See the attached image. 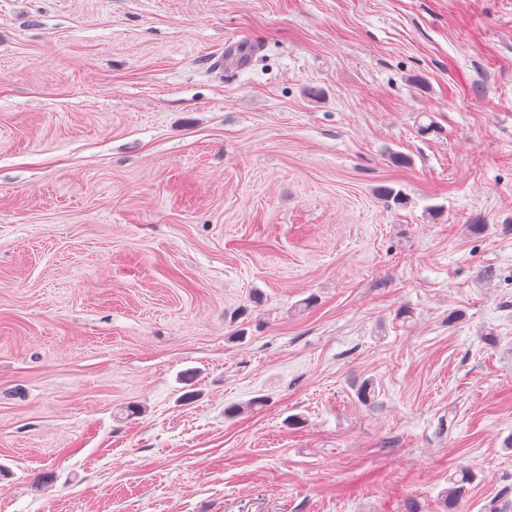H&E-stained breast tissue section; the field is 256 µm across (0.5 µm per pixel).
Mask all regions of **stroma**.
<instances>
[{
	"label": "stroma",
	"mask_w": 512,
	"mask_h": 512,
	"mask_svg": "<svg viewBox=\"0 0 512 512\" xmlns=\"http://www.w3.org/2000/svg\"><path fill=\"white\" fill-rule=\"evenodd\" d=\"M511 438L512 0H0V512H512ZM473 480L472 474L465 470H459V473L451 476L448 479V491L445 495L448 510H453L457 505L463 501L467 494V484H470Z\"/></svg>",
	"instance_id": "stroma-1"
}]
</instances>
